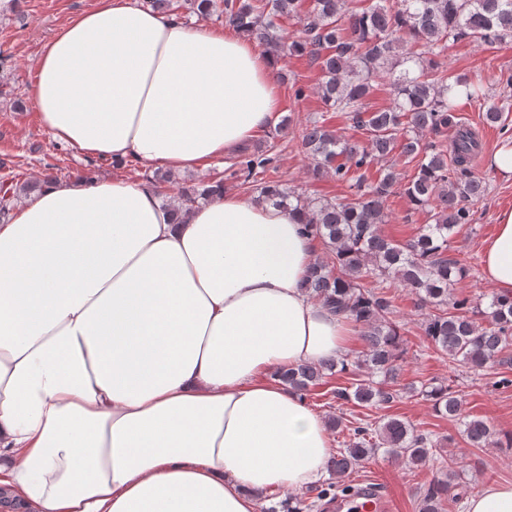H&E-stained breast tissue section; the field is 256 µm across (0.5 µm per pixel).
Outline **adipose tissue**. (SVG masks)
Segmentation results:
<instances>
[{
	"label": "adipose tissue",
	"mask_w": 512,
	"mask_h": 512,
	"mask_svg": "<svg viewBox=\"0 0 512 512\" xmlns=\"http://www.w3.org/2000/svg\"><path fill=\"white\" fill-rule=\"evenodd\" d=\"M272 58L206 25L97 0L43 45L53 140L205 169L274 124ZM306 216L217 192L169 223L156 187L46 183L0 224V505L7 512H258L326 474L325 422L279 377L341 359L350 320L302 288ZM512 298V210L483 254Z\"/></svg>",
	"instance_id": "adipose-tissue-1"
}]
</instances>
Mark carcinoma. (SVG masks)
<instances>
[{"label":"carcinoma","mask_w":512,"mask_h":512,"mask_svg":"<svg viewBox=\"0 0 512 512\" xmlns=\"http://www.w3.org/2000/svg\"><path fill=\"white\" fill-rule=\"evenodd\" d=\"M301 0H147L154 10L173 15L183 7L207 17L224 15L233 26L271 51L275 62L287 56H309L323 78L319 94L323 104L348 115L353 127L364 131L366 143L342 140L317 118L302 130V144L316 173L332 171L336 181L356 189L352 198L335 200L304 198L267 174L278 170V138L286 135L291 119L278 125L263 148L239 150L237 174L241 185L255 193L258 201H271L308 215L305 228L329 247L332 266L314 264L302 287L333 312L345 313L359 328L364 343L355 368L361 378L337 392L345 401L360 406L390 402L393 393L384 384L397 376L406 350L401 346L399 325L392 319L393 305L386 289L398 284L412 289L419 304L428 309L421 323L424 336L448 358V362L480 371L512 346V299L495 296L484 314L485 323L467 315L471 301L463 296L448 302V287L466 278L468 269L448 257V236L458 224L470 222L469 201L484 197L487 188L471 170L482 146L477 134L459 126L451 151L427 142L423 134L442 135L456 111L454 90L465 89L466 97H482L481 89L465 75L443 69L437 57L448 45L470 39L488 45L512 41V0H361L349 8L348 0H311L309 10L299 16ZM300 17L303 36L288 41L278 25L280 17ZM384 79L392 96L387 108L368 110L364 100ZM417 161L416 172L403 187L415 207L430 214L432 223L422 226L412 239L401 243L381 232L387 223L385 203L398 184L391 164L394 155ZM378 176L370 178L372 168ZM53 179L0 182V221L8 219L15 201L41 190ZM203 185L183 187L177 203L162 204L172 221L210 198ZM372 279L364 288L362 280ZM304 364L288 368L279 377L297 392L320 384L336 367ZM432 409L450 418H461L463 401L443 383L421 388ZM467 440L480 447L496 436L495 429L480 419L464 420ZM434 441L409 422L389 418L378 426L369 423L353 428V440L331 457L328 467L342 474L383 450L401 455L412 465H424L433 456ZM454 484L444 475L424 491L420 512H444L443 503L457 499Z\"/></svg>","instance_id":"obj_1"}]
</instances>
